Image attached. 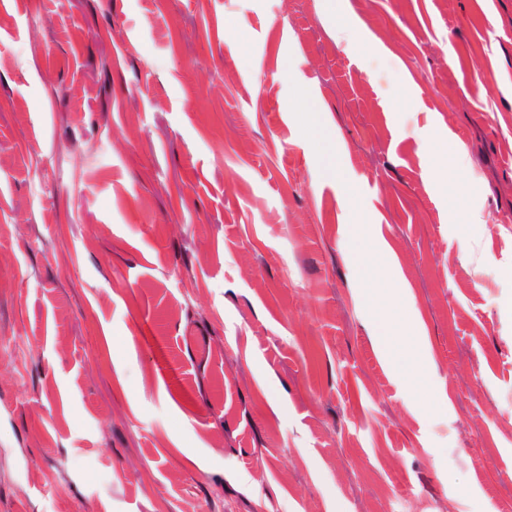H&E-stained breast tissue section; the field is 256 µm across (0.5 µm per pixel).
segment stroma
I'll return each instance as SVG.
<instances>
[{
	"label": "stroma",
	"mask_w": 512,
	"mask_h": 512,
	"mask_svg": "<svg viewBox=\"0 0 512 512\" xmlns=\"http://www.w3.org/2000/svg\"><path fill=\"white\" fill-rule=\"evenodd\" d=\"M511 265L512 0H0V512H512ZM441 145L440 161L438 165L433 169V176L436 178H442L448 176V171L455 168L460 162L462 155L458 147L448 142H439Z\"/></svg>",
	"instance_id": "obj_1"
}]
</instances>
